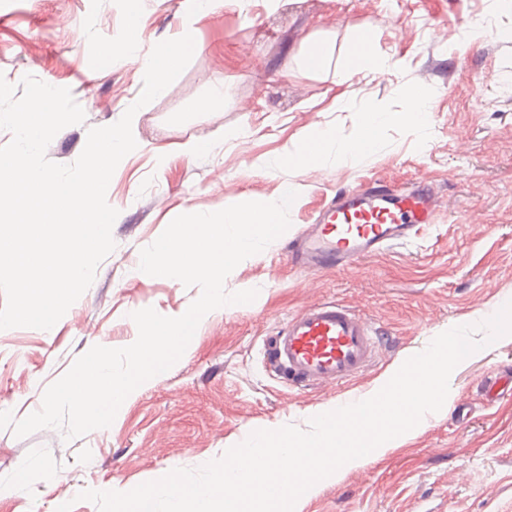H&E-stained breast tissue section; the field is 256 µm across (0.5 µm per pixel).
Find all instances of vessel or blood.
Returning <instances> with one entry per match:
<instances>
[{
  "instance_id": "obj_1",
  "label": "vessel or blood",
  "mask_w": 512,
  "mask_h": 512,
  "mask_svg": "<svg viewBox=\"0 0 512 512\" xmlns=\"http://www.w3.org/2000/svg\"><path fill=\"white\" fill-rule=\"evenodd\" d=\"M441 211V198L429 182L399 190L370 180L337 194L289 241L288 256L311 274L340 270L419 238ZM382 346L378 329L361 313L320 302L289 318L268 345L267 365L293 386L332 388L368 370Z\"/></svg>"
}]
</instances>
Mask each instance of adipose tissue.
Masks as SVG:
<instances>
[{"mask_svg": "<svg viewBox=\"0 0 512 512\" xmlns=\"http://www.w3.org/2000/svg\"><path fill=\"white\" fill-rule=\"evenodd\" d=\"M405 59L380 54L372 38L357 32L344 49L343 61L336 71L337 83H345L354 75L372 71L391 72L404 68ZM411 105L402 112H390L381 106H373L364 112L358 132L347 139L337 138L331 128L314 127L299 138L286 143L277 158L278 164L305 173L318 166L329 152H336L344 161L364 159L376 149L381 131L391 125L407 129L427 124L430 110L426 96L418 89L408 91Z\"/></svg>", "mask_w": 512, "mask_h": 512, "instance_id": "ef3b65f1", "label": "adipose tissue"}]
</instances>
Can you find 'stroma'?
Wrapping results in <instances>:
<instances>
[{
	"instance_id": "obj_1",
	"label": "stroma",
	"mask_w": 512,
	"mask_h": 512,
	"mask_svg": "<svg viewBox=\"0 0 512 512\" xmlns=\"http://www.w3.org/2000/svg\"><path fill=\"white\" fill-rule=\"evenodd\" d=\"M191 25L199 45L182 74L135 115L139 146L107 190L119 215L115 249L89 289L50 330H0V411L22 419L90 347L132 344L131 312L183 314L199 294L140 271V251L184 213L213 212L248 197L276 201L295 183L290 228L226 278L232 293L258 289L251 306L222 307L200 322L184 356L148 380L111 426L64 441L44 428L19 438L0 430V512H98L85 489L117 490L195 469L257 429H307L311 417L353 400L404 358L457 326L483 321L512 300V6L505 0H265L199 14L197 0H0V75L30 74L69 88L84 123L62 129L48 159L73 163L87 131L117 122L142 90L143 58ZM139 51L116 55L128 26ZM485 35L473 42L469 33ZM384 54L406 56L401 72L337 84L333 71L304 75V37L343 48L355 30ZM431 99L427 125L387 127L361 163L329 154L304 176L275 157L313 126L353 136L373 104L406 110V86ZM224 101L198 105L216 88ZM342 106H335V99ZM196 140L211 151L179 156ZM446 197L433 227L343 270L310 276L288 260V241L336 192L368 180L406 188L421 180ZM336 301L367 316L390 343L355 380L332 389L296 388L267 373V339L290 316ZM512 368V335L456 368L446 412L375 463L321 481L295 512H512V393L490 401L487 384ZM26 482H17L18 471Z\"/></svg>"
}]
</instances>
